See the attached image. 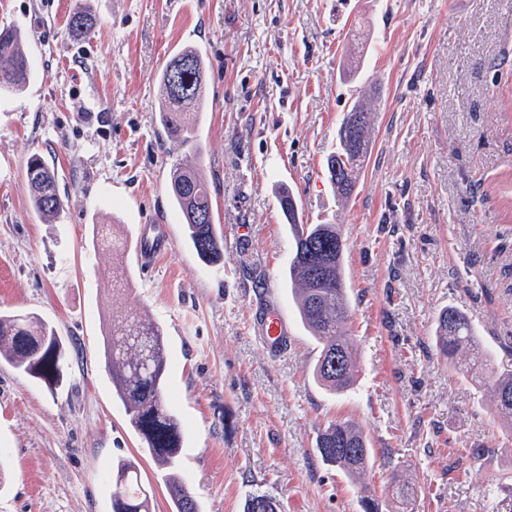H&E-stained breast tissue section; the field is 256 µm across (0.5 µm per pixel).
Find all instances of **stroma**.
Here are the masks:
<instances>
[{
	"mask_svg": "<svg viewBox=\"0 0 512 512\" xmlns=\"http://www.w3.org/2000/svg\"><path fill=\"white\" fill-rule=\"evenodd\" d=\"M79 9L90 37L66 32ZM32 74L0 98V314L32 313L67 343L52 386L0 360V512H112L109 477L138 459L154 512H171L160 471L116 400L104 364L112 315L145 311L163 331L165 401L184 426L178 475L202 512H244L249 494L282 512H391L393 477L413 512H497L512 486V431L487 381L449 371L439 312L467 314L498 366L512 367V8L506 0H0ZM191 46L205 57L197 127L224 259L203 263L168 194L185 151L158 123V75ZM361 60L358 79L347 63ZM374 109L370 153L339 200L328 155L355 100ZM39 155L67 204L30 203ZM305 224L341 225L357 379L334 394L313 379L317 341L286 273L292 235L278 195ZM109 224L135 242L162 224L173 248L145 271L126 263L113 293ZM288 313L287 351L252 330L267 291ZM367 433L361 483L320 460L319 431ZM473 448L495 455L481 468ZM109 224H97L96 240L97 245L102 250L112 252V291L113 293H120L127 291L128 277L125 274L124 268L119 269L115 266L116 257L126 251L127 242L116 239L112 235L111 227Z\"/></svg>",
	"mask_w": 512,
	"mask_h": 512,
	"instance_id": "35a3bbf8",
	"label": "stroma"
}]
</instances>
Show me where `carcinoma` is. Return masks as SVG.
<instances>
[{"instance_id":"carcinoma-1","label":"carcinoma","mask_w":512,"mask_h":512,"mask_svg":"<svg viewBox=\"0 0 512 512\" xmlns=\"http://www.w3.org/2000/svg\"><path fill=\"white\" fill-rule=\"evenodd\" d=\"M94 23L84 12L73 13L67 36L86 39ZM179 56L192 67L179 73L168 63L158 82L161 92L159 122L168 137L182 142L189 159L172 165L169 195L188 230L189 243L206 263L215 265L224 255V237L215 227L209 184L201 168V148L187 113L198 112L204 92L205 66L201 53L187 48ZM31 65L17 32L0 31V96L17 94L29 82ZM372 108L358 100L344 116L338 131L336 152L327 157L329 181L336 194L346 199L354 192L369 147ZM26 176L31 202L43 217H55L65 204L55 170L41 157L29 159ZM280 209L291 228L293 248L288 281L300 319L320 345L313 370L317 384L340 393L356 378L355 339L349 322L351 306L344 274L346 239L336 224H301L293 191L283 189ZM97 245L112 253L126 251L127 242L112 235L110 225L96 228ZM439 352L448 358V368L457 369L456 356L463 347L476 352L470 370L486 375L495 396V414L512 426V370L496 372L480 349L477 333L458 309L443 310L436 321ZM114 395L123 406L128 423L140 438L143 452L166 471V487L172 512H201L199 501L176 475L184 433L179 417L165 403L168 360L164 332L140 311L112 317L104 350ZM0 358L16 369L45 382L59 383L63 376L66 348L55 329L30 313L0 315ZM321 461L341 471L349 480L361 479L370 464L372 449L361 427L336 420L321 430L315 442ZM112 512H150L151 496L135 460L125 459L112 470ZM277 504L265 494L249 496L245 512H276Z\"/></svg>"}]
</instances>
